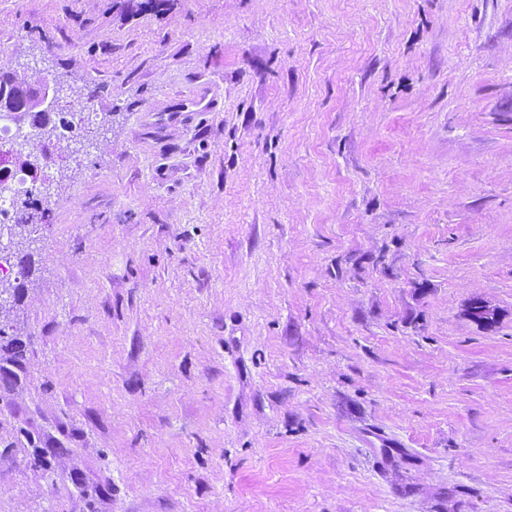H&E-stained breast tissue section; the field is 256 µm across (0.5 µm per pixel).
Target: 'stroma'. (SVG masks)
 <instances>
[{"instance_id": "35a3bbf8", "label": "stroma", "mask_w": 512, "mask_h": 512, "mask_svg": "<svg viewBox=\"0 0 512 512\" xmlns=\"http://www.w3.org/2000/svg\"><path fill=\"white\" fill-rule=\"evenodd\" d=\"M0 70L105 129L16 159L0 512H512V0H0Z\"/></svg>"}]
</instances>
